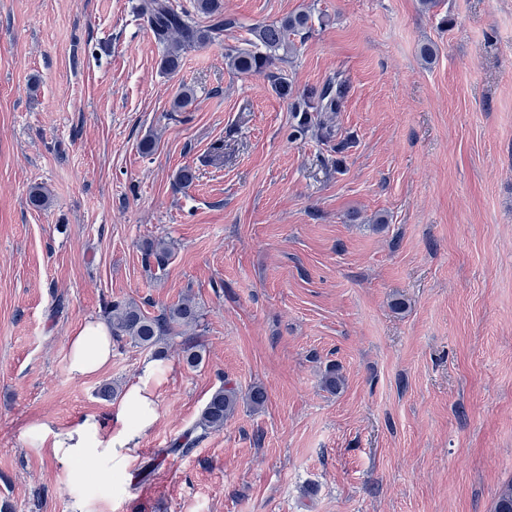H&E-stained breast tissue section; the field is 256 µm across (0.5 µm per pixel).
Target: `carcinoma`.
I'll return each mask as SVG.
<instances>
[{
  "mask_svg": "<svg viewBox=\"0 0 512 512\" xmlns=\"http://www.w3.org/2000/svg\"><path fill=\"white\" fill-rule=\"evenodd\" d=\"M199 14L210 19V25L201 28L194 16L175 8L172 0H148L144 8L149 28L155 40L164 45L166 52L161 59V69L176 71L181 64L184 50L203 44L223 35L231 22L224 20L219 12V0H195ZM311 15L298 13L277 22L258 24L250 29L251 38L246 47L234 48L225 53L230 69L242 75L262 73L277 60L292 51L290 35L308 28ZM347 93V84L341 79L328 83L320 89H311L303 99L294 104L300 113V121L315 127L325 140L333 137V130L322 120V113L338 109ZM171 257V248L163 239L146 244L145 260L162 270ZM104 315L112 328V338L125 340L136 347L152 351L155 358L168 355V339L184 335L178 354L192 367L203 360V346L189 332L198 327L201 312L193 298L187 296L157 316H150L134 301L111 302L104 308ZM239 403V394L233 387L221 386L210 395L199 418L180 438L169 447L159 450L163 457L179 456L207 435L224 428V423L234 414ZM494 512H512V480L503 484L497 494Z\"/></svg>",
  "mask_w": 512,
  "mask_h": 512,
  "instance_id": "cac0c4a2",
  "label": "carcinoma"
}]
</instances>
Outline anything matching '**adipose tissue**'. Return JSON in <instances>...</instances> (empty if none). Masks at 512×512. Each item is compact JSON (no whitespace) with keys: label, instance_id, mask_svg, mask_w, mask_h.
Returning a JSON list of instances; mask_svg holds the SVG:
<instances>
[{"label":"adipose tissue","instance_id":"obj_1","mask_svg":"<svg viewBox=\"0 0 512 512\" xmlns=\"http://www.w3.org/2000/svg\"><path fill=\"white\" fill-rule=\"evenodd\" d=\"M111 361V330L100 320H85L69 338L70 374L76 378L95 376ZM155 371L154 364L144 366L114 414H87L65 428L48 421L35 423L34 429L42 444L50 448L56 467L74 473L85 470L94 458L137 448L158 418L157 402L149 387Z\"/></svg>","mask_w":512,"mask_h":512}]
</instances>
